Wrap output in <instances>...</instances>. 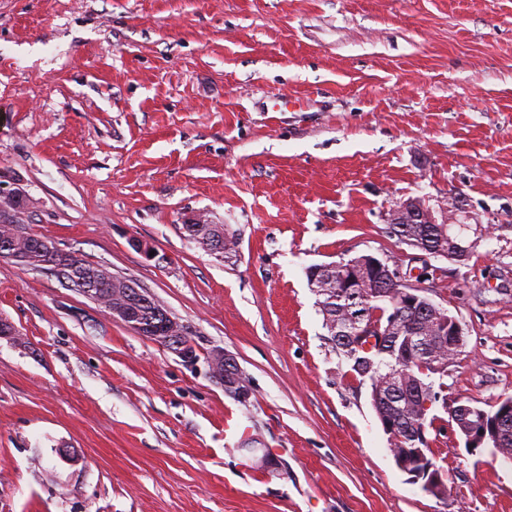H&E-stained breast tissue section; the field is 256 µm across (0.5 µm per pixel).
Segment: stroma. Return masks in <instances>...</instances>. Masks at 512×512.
<instances>
[{
    "label": "stroma",
    "instance_id": "obj_1",
    "mask_svg": "<svg viewBox=\"0 0 512 512\" xmlns=\"http://www.w3.org/2000/svg\"><path fill=\"white\" fill-rule=\"evenodd\" d=\"M8 177L29 233L133 279L199 359L0 258L23 338H0V512H512V461L447 413L512 396V0H0ZM409 198L455 200L474 255L390 237ZM200 215L233 255L189 239ZM362 254L435 273L464 329L427 432L439 499L396 467L308 282ZM218 349L248 399L211 377Z\"/></svg>",
    "mask_w": 512,
    "mask_h": 512
}]
</instances>
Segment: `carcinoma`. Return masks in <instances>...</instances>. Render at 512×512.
Listing matches in <instances>:
<instances>
[{
	"label": "carcinoma",
	"instance_id": "obj_1",
	"mask_svg": "<svg viewBox=\"0 0 512 512\" xmlns=\"http://www.w3.org/2000/svg\"><path fill=\"white\" fill-rule=\"evenodd\" d=\"M183 229L201 247L207 233H221L224 239L235 241L234 237L224 234L222 224H203L196 230L185 224ZM470 229V224L443 222L387 224L388 234L401 243L458 262L468 259L477 245L475 240L464 244L463 233ZM18 264L46 271L68 288L85 289L84 296L106 310L114 305L127 308L134 315L131 329L138 334L162 322L157 316L161 304L126 287V278L112 274L101 264L81 258L74 251L64 257L34 251ZM313 275L324 280L316 304L330 340L349 364V374L360 384L369 382L371 404L380 423H387L394 415L399 417L398 438L392 446L422 447L427 461H434L432 449L420 441V434L433 427L434 418L419 416L414 406L421 398L432 403L438 401L440 392L435 390V379L441 380L448 374V360L460 354L461 347L452 349L448 347V341L426 331L427 315L402 310L398 289L381 278L364 281L359 288H339L340 270L326 265L317 274L308 271V276ZM398 312L402 313L403 320L416 326V330L407 327L396 330L382 345L367 341L355 345L349 337L340 334L341 326L346 322L366 316L381 323Z\"/></svg>",
	"mask_w": 512,
	"mask_h": 512
}]
</instances>
